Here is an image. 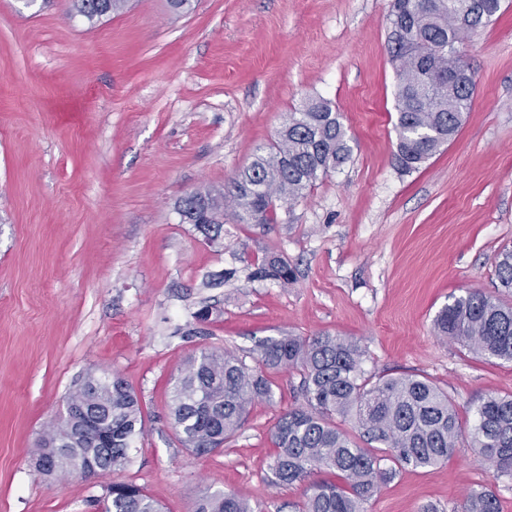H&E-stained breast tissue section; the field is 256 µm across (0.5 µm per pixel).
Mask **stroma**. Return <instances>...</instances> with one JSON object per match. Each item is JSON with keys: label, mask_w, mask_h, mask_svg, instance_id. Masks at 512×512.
Returning a JSON list of instances; mask_svg holds the SVG:
<instances>
[{"label": "stroma", "mask_w": 512, "mask_h": 512, "mask_svg": "<svg viewBox=\"0 0 512 512\" xmlns=\"http://www.w3.org/2000/svg\"><path fill=\"white\" fill-rule=\"evenodd\" d=\"M390 0H131L88 25L68 0H0V512H98L133 482L161 512H194L234 491L259 512H297L307 483L269 481L271 430L301 404L300 375L272 376L223 449L197 456L169 419L174 379L201 348L237 353L267 338L357 340L364 366L419 374L461 418L512 394V364L435 336L449 296L512 303L494 258L512 246V0L461 44L477 83L453 141L420 169L394 160ZM312 97L342 115L351 159L278 209L271 224L226 220L223 244L182 221L188 192L228 187L285 115ZM288 284L254 278L268 256ZM210 305L213 315L194 314ZM119 374L141 398L145 433L124 468L93 479L39 472L33 450L88 374ZM496 484L468 444L408 468L367 512H460Z\"/></svg>", "instance_id": "obj_1"}]
</instances>
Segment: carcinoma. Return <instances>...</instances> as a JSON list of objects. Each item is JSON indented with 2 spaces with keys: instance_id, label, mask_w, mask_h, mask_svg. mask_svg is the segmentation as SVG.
<instances>
[{
  "instance_id": "carcinoma-1",
  "label": "carcinoma",
  "mask_w": 512,
  "mask_h": 512,
  "mask_svg": "<svg viewBox=\"0 0 512 512\" xmlns=\"http://www.w3.org/2000/svg\"><path fill=\"white\" fill-rule=\"evenodd\" d=\"M72 10L94 26L123 11L128 0H71ZM471 7L481 28L501 11L502 0H392L391 25L409 20L402 38H390L395 65L398 142L395 159L413 171L458 134L471 109L475 78L448 79L459 66L457 45L470 29L460 13ZM351 155L341 113L315 99L287 113L277 138L260 149L231 189L205 188L181 198L178 211L212 242L224 240V217L240 224H270L277 209L304 197L316 181ZM502 287L512 288V248L495 260ZM257 278L288 284L293 270L272 257L254 272ZM435 335L470 353L512 363V306L482 291L451 296L433 320ZM365 350L340 336H281L243 354L203 348L192 356L171 391L169 417L182 447L208 455L246 424L257 400L273 395L269 372L296 370L304 405L283 413L274 425L276 452L270 482L289 486L315 473L299 512H366L365 504L407 467L429 469L448 460L468 433L470 447L489 462L493 480L512 484V395H491L473 408L463 429L448 392L425 376L375 375L364 368ZM80 404L85 415L61 416L47 427L34 456L50 463L47 475L69 473L89 456L103 470L123 468L143 433L139 398L118 375H90L66 406ZM105 512H159L143 488L114 482ZM195 512H255L232 492L206 495ZM461 512H500L486 485L467 494Z\"/></svg>"
}]
</instances>
